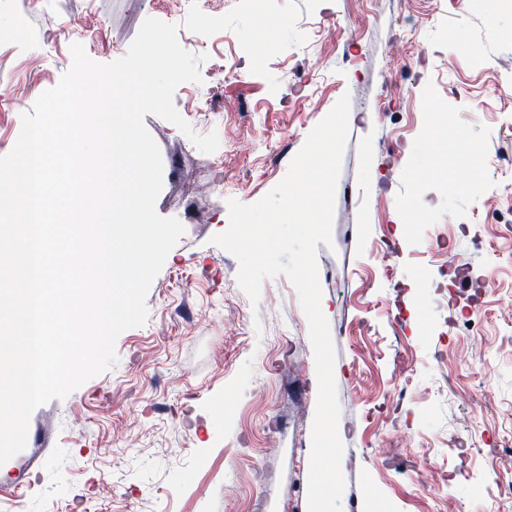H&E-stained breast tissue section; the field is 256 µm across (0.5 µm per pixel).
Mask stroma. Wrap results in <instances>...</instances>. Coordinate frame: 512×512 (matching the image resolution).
<instances>
[{
  "instance_id": "1",
  "label": "stroma",
  "mask_w": 512,
  "mask_h": 512,
  "mask_svg": "<svg viewBox=\"0 0 512 512\" xmlns=\"http://www.w3.org/2000/svg\"><path fill=\"white\" fill-rule=\"evenodd\" d=\"M149 18L181 40L191 23L172 0H0V85L17 91L0 97V156L72 44L112 62ZM205 54L174 103L218 150L144 118L156 211L185 227L148 319L119 334L116 366L34 411L0 465V512H307L318 381L298 292L268 278L251 303L210 239L228 199L277 186L345 95L332 243L317 250L342 512H512L496 489L512 469V197H481L512 188V0H224ZM419 463L441 467L429 486Z\"/></svg>"
}]
</instances>
